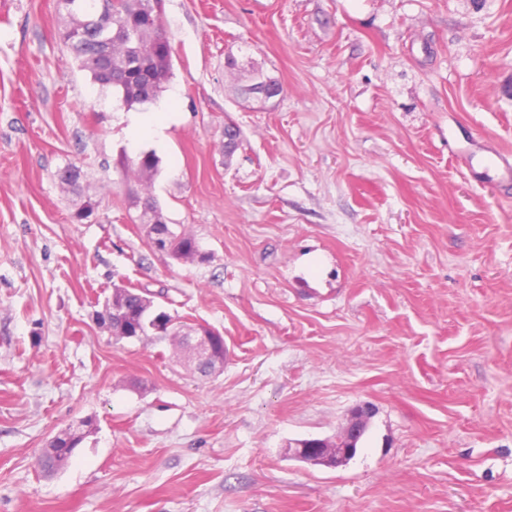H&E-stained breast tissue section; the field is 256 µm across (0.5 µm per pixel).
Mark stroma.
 <instances>
[{
    "mask_svg": "<svg viewBox=\"0 0 512 512\" xmlns=\"http://www.w3.org/2000/svg\"><path fill=\"white\" fill-rule=\"evenodd\" d=\"M162 19L171 77L129 108L59 41L55 0H0V512H512V181L482 164L512 156V0H163ZM255 70L280 95L244 94ZM134 116L164 143L131 145ZM149 150L151 181L124 172ZM133 188L205 260L153 250ZM116 285L219 331L223 369L113 336ZM365 403L346 465L289 454Z\"/></svg>",
    "mask_w": 512,
    "mask_h": 512,
    "instance_id": "35a3bbf8",
    "label": "stroma"
}]
</instances>
